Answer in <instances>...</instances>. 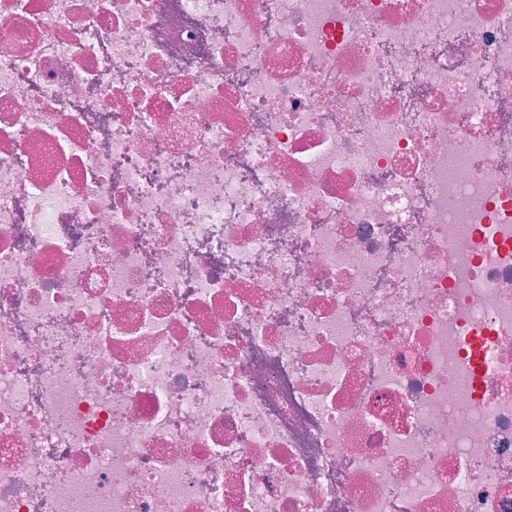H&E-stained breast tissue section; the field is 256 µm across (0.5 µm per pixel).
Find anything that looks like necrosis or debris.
Wrapping results in <instances>:
<instances>
[{"label":"necrosis or debris","instance_id":"obj_1","mask_svg":"<svg viewBox=\"0 0 512 512\" xmlns=\"http://www.w3.org/2000/svg\"><path fill=\"white\" fill-rule=\"evenodd\" d=\"M0 512H512V0H0Z\"/></svg>","mask_w":512,"mask_h":512}]
</instances>
